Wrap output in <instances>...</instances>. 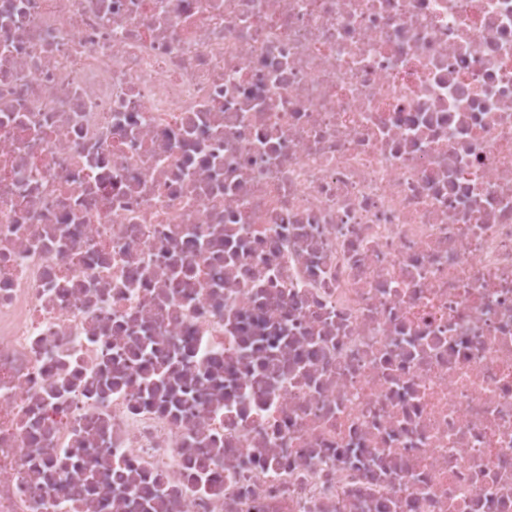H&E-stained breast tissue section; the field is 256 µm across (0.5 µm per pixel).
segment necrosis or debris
<instances>
[{
	"instance_id": "obj_1",
	"label": "necrosis or debris",
	"mask_w": 512,
	"mask_h": 512,
	"mask_svg": "<svg viewBox=\"0 0 512 512\" xmlns=\"http://www.w3.org/2000/svg\"><path fill=\"white\" fill-rule=\"evenodd\" d=\"M0 512H512V0H0Z\"/></svg>"
}]
</instances>
